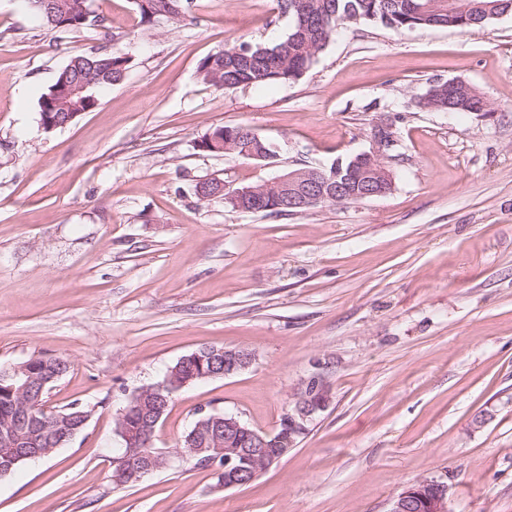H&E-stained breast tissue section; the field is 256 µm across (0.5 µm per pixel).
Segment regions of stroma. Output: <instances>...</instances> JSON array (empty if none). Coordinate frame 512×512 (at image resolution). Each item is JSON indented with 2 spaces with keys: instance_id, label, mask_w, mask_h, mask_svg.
Segmentation results:
<instances>
[{
  "instance_id": "stroma-1",
  "label": "stroma",
  "mask_w": 512,
  "mask_h": 512,
  "mask_svg": "<svg viewBox=\"0 0 512 512\" xmlns=\"http://www.w3.org/2000/svg\"><path fill=\"white\" fill-rule=\"evenodd\" d=\"M87 3L104 26L54 31L28 0H0V367L67 358L48 405L91 411L0 477V512H388L426 477L447 483L448 512H512V16L470 33L344 29L300 81L222 93L199 61L283 38L276 0H188L152 25L133 0ZM93 47L130 57L124 79L44 130L40 94ZM449 79L487 112L423 106ZM386 119L387 194L282 219L193 193L330 166ZM237 124L278 164L198 150ZM203 347L256 358L173 393L155 447L175 449L203 410L273 433L316 373L332 403L249 485L175 463L114 488L119 410Z\"/></svg>"
}]
</instances>
